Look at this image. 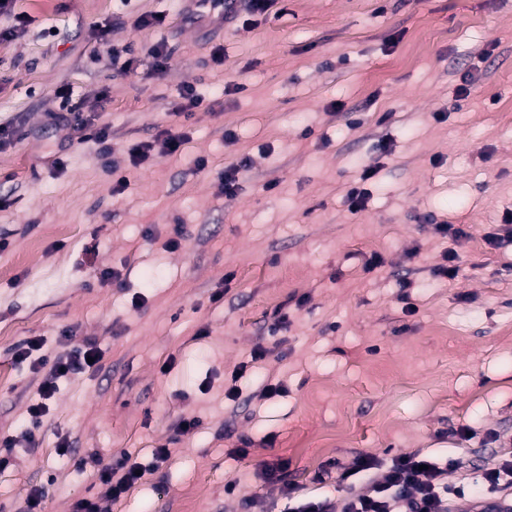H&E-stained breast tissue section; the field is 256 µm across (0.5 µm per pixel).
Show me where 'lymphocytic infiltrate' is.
Returning a JSON list of instances; mask_svg holds the SVG:
<instances>
[{"label":"lymphocytic infiltrate","instance_id":"f902f5d3","mask_svg":"<svg viewBox=\"0 0 512 512\" xmlns=\"http://www.w3.org/2000/svg\"><path fill=\"white\" fill-rule=\"evenodd\" d=\"M183 129L161 130L153 141L135 142L127 147L132 166H139L152 158L174 154L186 140ZM101 352L96 338H84L69 351L57 356L38 389L39 400L28 409L27 438L39 431L47 403L58 391L63 376L97 371ZM337 483L344 484L359 474L367 473L364 490L331 499L322 498L301 502L291 512H464V505L481 504L512 491V458L498 459L485 467L477 481L455 486L448 482L449 470L459 468V460L447 464L430 460L417 452H401L383 460L373 455L356 457L351 464L330 461ZM139 462L121 455L104 466L98 481L103 488L99 500L76 503L75 512H107V503L117 501L134 483L138 482Z\"/></svg>","mask_w":512,"mask_h":512}]
</instances>
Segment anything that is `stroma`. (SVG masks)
Segmentation results:
<instances>
[{"instance_id": "1", "label": "stroma", "mask_w": 512, "mask_h": 512, "mask_svg": "<svg viewBox=\"0 0 512 512\" xmlns=\"http://www.w3.org/2000/svg\"><path fill=\"white\" fill-rule=\"evenodd\" d=\"M188 7L16 0L27 24L9 38L0 16V125L15 132L0 149V435L13 439L0 512H26L35 489L45 512H72L113 458L147 464L159 446L170 459L109 512H183L189 486L198 512H283L264 474L278 459L302 499L344 495L319 476L360 454L459 459L448 481L462 484L493 459L489 431L512 432V243L484 239L512 217V126L497 120L512 104V0H274L195 25ZM158 11L163 25L136 26ZM160 42L162 74L148 57ZM112 46L133 73L113 69ZM184 82L203 98L188 141L131 166L127 145L172 124ZM62 89L95 104L108 148L46 122L66 109ZM243 157L251 168L225 197L219 176ZM365 165L377 174L354 213ZM443 221L466 239L436 234ZM58 224L68 237L50 236ZM450 248L459 276L436 279ZM105 269L119 281H100ZM87 336L99 371L61 381L26 439L32 360ZM33 339L41 348L17 360ZM269 379L285 393L262 398ZM183 416L198 421L187 434ZM376 169L373 166L365 167L359 175L358 181L355 186H352L348 193L347 199L349 202V209L352 212H358L365 207L366 199L369 192L366 188L362 187L365 183L371 180L375 174Z\"/></svg>"}]
</instances>
